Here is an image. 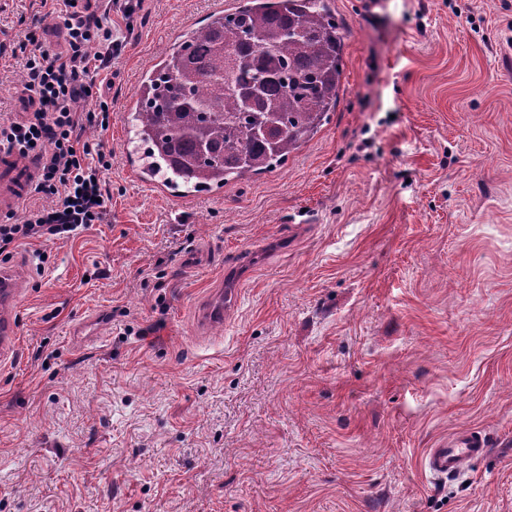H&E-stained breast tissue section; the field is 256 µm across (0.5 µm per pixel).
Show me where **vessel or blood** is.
I'll use <instances>...</instances> for the list:
<instances>
[{
	"label": "vessel or blood",
	"instance_id": "1",
	"mask_svg": "<svg viewBox=\"0 0 512 512\" xmlns=\"http://www.w3.org/2000/svg\"><path fill=\"white\" fill-rule=\"evenodd\" d=\"M40 165L38 158L21 155L18 150L0 144V216L13 215L30 194ZM18 325L14 316L0 311V363L9 360L16 349ZM488 448L482 431L466 429L450 434L439 446L430 449L426 467L435 473L456 475L466 464L483 455Z\"/></svg>",
	"mask_w": 512,
	"mask_h": 512
}]
</instances>
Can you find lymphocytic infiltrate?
Listing matches in <instances>:
<instances>
[{
    "label": "lymphocytic infiltrate",
    "mask_w": 512,
    "mask_h": 512,
    "mask_svg": "<svg viewBox=\"0 0 512 512\" xmlns=\"http://www.w3.org/2000/svg\"><path fill=\"white\" fill-rule=\"evenodd\" d=\"M58 16L66 50L40 43L35 32L26 34L33 46L22 62L30 112L23 121L0 123V143L39 158L35 191L46 199L23 223L0 224V259L5 261L20 244L64 239L103 223L112 198L102 179L112 156L102 144L84 140L82 132L110 124L112 100L97 77L111 68L122 44L111 10L100 0H62Z\"/></svg>",
    "instance_id": "1"
}]
</instances>
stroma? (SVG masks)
Instances as JSON below:
<instances>
[{
  "label": "stroma",
  "mask_w": 512,
  "mask_h": 512,
  "mask_svg": "<svg viewBox=\"0 0 512 512\" xmlns=\"http://www.w3.org/2000/svg\"><path fill=\"white\" fill-rule=\"evenodd\" d=\"M345 93L278 170L185 196L130 177L124 105L214 0H145L112 61L105 223L22 245L0 365V512H512V0H331ZM0 0L12 50L55 31ZM235 290L208 337L197 304ZM490 448L433 478L428 449ZM488 446L486 435L481 430L466 429L456 432L441 441L439 448L430 449L425 465L437 474L454 476L471 460L483 455Z\"/></svg>",
  "instance_id": "stroma-1"
}]
</instances>
